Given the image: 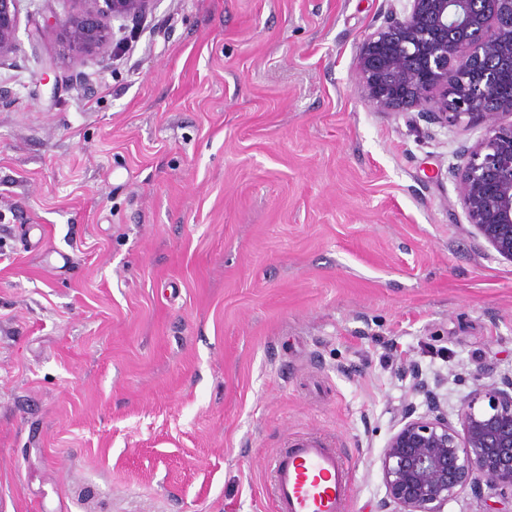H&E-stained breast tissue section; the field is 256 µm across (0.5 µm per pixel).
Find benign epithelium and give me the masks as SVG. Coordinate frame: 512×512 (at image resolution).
<instances>
[{
    "label": "benign epithelium",
    "instance_id": "obj_1",
    "mask_svg": "<svg viewBox=\"0 0 512 512\" xmlns=\"http://www.w3.org/2000/svg\"><path fill=\"white\" fill-rule=\"evenodd\" d=\"M22 0H0V62L16 49ZM65 17L35 28L75 52L102 50L112 21L146 13L154 0H73ZM356 80L382 112L432 114L442 125L480 126L462 146L455 171L466 219L500 256L512 261V0H404L363 39ZM427 411L412 407L379 455L386 498L399 512H443L448 500L485 483L512 493V377L476 387L457 423L427 389Z\"/></svg>",
    "mask_w": 512,
    "mask_h": 512
}]
</instances>
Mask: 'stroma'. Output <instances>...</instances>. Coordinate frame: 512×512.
I'll use <instances>...</instances> for the list:
<instances>
[{"label": "stroma", "mask_w": 512, "mask_h": 512, "mask_svg": "<svg viewBox=\"0 0 512 512\" xmlns=\"http://www.w3.org/2000/svg\"><path fill=\"white\" fill-rule=\"evenodd\" d=\"M396 0H155L106 52L0 62V512H273L298 437L386 495L419 370L449 421L512 376V261L452 169L481 129L355 80ZM65 254L68 264L57 261Z\"/></svg>", "instance_id": "obj_1"}]
</instances>
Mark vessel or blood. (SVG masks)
<instances>
[{"instance_id":"obj_1","label":"vessel or blood","mask_w":512,"mask_h":512,"mask_svg":"<svg viewBox=\"0 0 512 512\" xmlns=\"http://www.w3.org/2000/svg\"><path fill=\"white\" fill-rule=\"evenodd\" d=\"M271 472L275 512H346L351 501L353 474L321 440L294 441Z\"/></svg>"}]
</instances>
